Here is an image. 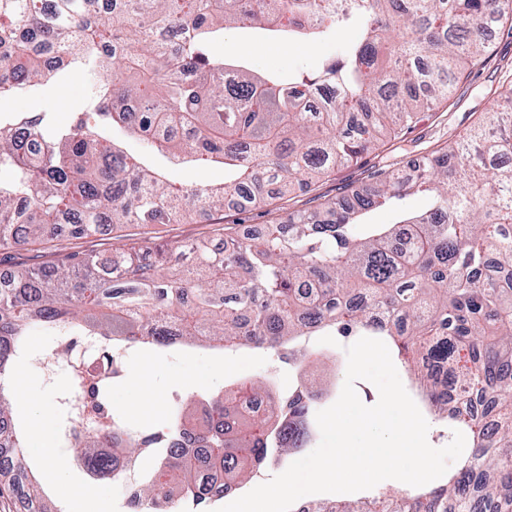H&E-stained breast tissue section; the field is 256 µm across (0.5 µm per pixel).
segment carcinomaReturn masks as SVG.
I'll list each match as a JSON object with an SVG mask.
<instances>
[{"mask_svg":"<svg viewBox=\"0 0 512 512\" xmlns=\"http://www.w3.org/2000/svg\"><path fill=\"white\" fill-rule=\"evenodd\" d=\"M509 20L512 0H0L1 95L74 64L101 76L85 117L53 133L41 115L0 117V166L15 171L0 184V247L51 240L61 224L89 236L104 224H173L193 208L252 209L302 190L447 99L486 59L487 24ZM349 22L360 38L294 79L259 78L209 51L210 36L231 25L296 44ZM103 124L177 162L222 163L231 179L177 186ZM489 156H512V79L488 117L440 154L376 175L351 204L326 202L214 246L199 241L184 270L135 242L107 263L74 253L12 273L0 286V441L23 447L3 379L33 325L159 349L202 338L224 351L253 344L304 371L318 352L292 346L295 338L374 336L417 367L426 406L468 448L437 485L318 512H512V166ZM414 192L429 196L427 209L356 232L365 211ZM104 359L91 387L99 421L76 447L97 478L112 480L101 449L133 465L165 449L140 485L149 503L177 498L208 512L195 496L208 472L178 447L187 422L209 466L237 486L316 440L320 392L302 380L271 415L249 409L267 395L251 381L134 434L99 399L118 373L113 355ZM30 471L24 458L10 462L0 483ZM27 498L35 512H60L35 481Z\"/></svg>","mask_w":512,"mask_h":512,"instance_id":"cac0c4a2","label":"carcinoma"}]
</instances>
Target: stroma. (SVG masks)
<instances>
[{
	"mask_svg": "<svg viewBox=\"0 0 512 512\" xmlns=\"http://www.w3.org/2000/svg\"><path fill=\"white\" fill-rule=\"evenodd\" d=\"M358 36L357 30L346 28L321 41L291 45L271 40L258 29L228 28L214 38L212 51L216 56L234 59L254 73L288 76L313 71L321 57L335 54L343 44L356 41ZM511 74L512 28L504 26L494 36L490 57L468 71L447 102L421 113L400 138L365 154L358 164L320 178L308 191L247 211L231 206L215 212L203 209L184 223L115 224L88 237L65 234L61 239L42 244L0 247V277H9L20 267L53 260L60 252H93L100 259H110L117 247L133 240L164 250L167 258L176 262L180 259L176 250L179 243L223 236L228 226L257 230L286 220L289 214L310 208L317 201L347 202L349 194L366 189L374 173L400 168L409 159L455 141L470 128L476 116L487 112ZM64 78L67 91L63 94L54 86L42 85L20 95L1 96L0 116L8 118L27 112L43 115L51 125L71 121L85 111L97 82L80 69L65 71ZM124 146L128 152L142 156L146 164L162 169L174 184L217 186L224 182L223 165L173 164L161 155L146 153L143 142L135 136L125 137ZM56 342V337L37 329L32 331L28 347L33 355L18 364L26 373V384L13 389L14 403L24 415H31L38 405L50 407L45 429L54 436L59 433L60 422L56 405L61 393L69 389L71 372L64 368L56 380H47L35 356L50 350ZM316 343L322 357L314 379L322 387L326 395L324 403L329 406L338 399L345 380L347 342L339 336H320ZM198 378L206 379V387L195 386ZM248 380H260L272 390L284 391L294 381V370L275 353L251 346L216 352L187 345L178 353L136 346L122 357L121 372L109 385L107 399L114 414L126 420L131 429L141 430L163 424L180 399ZM58 455L64 478L80 491L78 499L66 503V512H126L122 481L93 480L86 468L78 464L77 450L62 448Z\"/></svg>",
	"mask_w": 512,
	"mask_h": 512,
	"instance_id": "obj_1",
	"label": "stroma"
}]
</instances>
